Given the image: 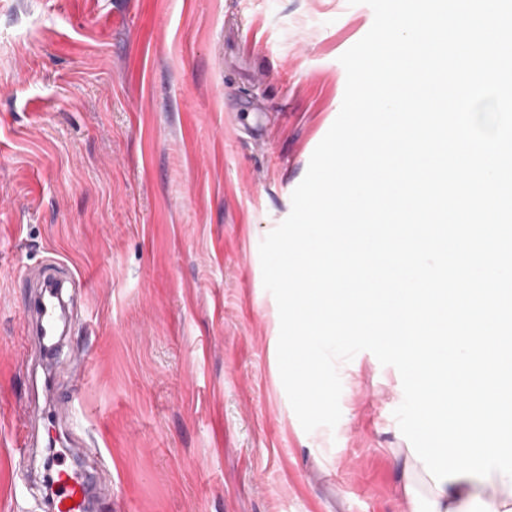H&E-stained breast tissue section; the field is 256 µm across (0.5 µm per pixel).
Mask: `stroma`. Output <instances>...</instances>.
<instances>
[{
	"label": "stroma",
	"mask_w": 512,
	"mask_h": 512,
	"mask_svg": "<svg viewBox=\"0 0 512 512\" xmlns=\"http://www.w3.org/2000/svg\"><path fill=\"white\" fill-rule=\"evenodd\" d=\"M373 19L348 0H0V512H48L58 428L19 283L51 258L89 284L62 355L93 512H408L398 371L359 352L335 429L305 432L259 257Z\"/></svg>",
	"instance_id": "1"
}]
</instances>
